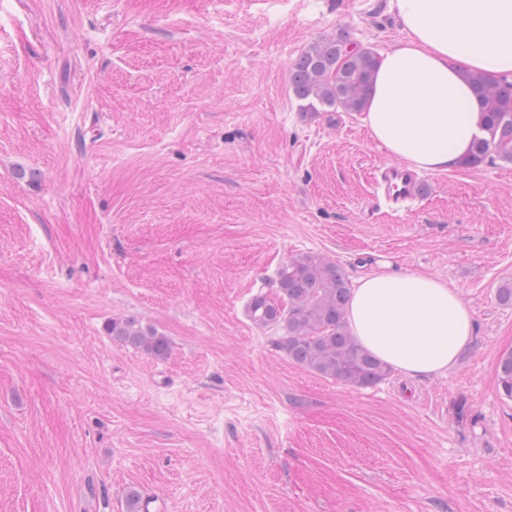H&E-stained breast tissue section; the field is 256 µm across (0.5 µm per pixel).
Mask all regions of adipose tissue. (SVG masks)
Segmentation results:
<instances>
[{
    "instance_id": "adipose-tissue-1",
    "label": "adipose tissue",
    "mask_w": 512,
    "mask_h": 512,
    "mask_svg": "<svg viewBox=\"0 0 512 512\" xmlns=\"http://www.w3.org/2000/svg\"><path fill=\"white\" fill-rule=\"evenodd\" d=\"M390 7L404 36L380 53L363 123L390 157L449 170L482 133L468 75H512V0H390ZM347 321L365 348L412 377L449 372L476 330L454 289L417 272L361 278Z\"/></svg>"
}]
</instances>
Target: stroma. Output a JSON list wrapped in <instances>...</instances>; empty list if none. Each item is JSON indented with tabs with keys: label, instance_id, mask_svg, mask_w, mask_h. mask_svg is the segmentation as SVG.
Returning a JSON list of instances; mask_svg holds the SVG:
<instances>
[{
	"label": "stroma",
	"instance_id": "obj_1",
	"mask_svg": "<svg viewBox=\"0 0 512 512\" xmlns=\"http://www.w3.org/2000/svg\"><path fill=\"white\" fill-rule=\"evenodd\" d=\"M342 30L403 36L389 0H0V512H512V164L370 207L360 113L289 88ZM305 252L448 282L469 352L368 388L289 361L246 306ZM126 316L166 359L112 340Z\"/></svg>",
	"mask_w": 512,
	"mask_h": 512
}]
</instances>
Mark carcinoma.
Returning <instances> with one entry per match:
<instances>
[{"label":"carcinoma","instance_id":"cac0c4a2","mask_svg":"<svg viewBox=\"0 0 512 512\" xmlns=\"http://www.w3.org/2000/svg\"><path fill=\"white\" fill-rule=\"evenodd\" d=\"M376 55L352 47L341 31L314 41L294 62L292 92L300 101L302 116L324 109L362 112L373 88ZM479 98L485 136L476 139L462 167H478L488 160L512 163V80L483 75L472 78ZM276 297L258 293L246 313L259 327L282 330L279 348L295 364L324 378L355 387L384 380L390 366L363 347L348 329L346 313L351 288L344 269L317 253L290 258L274 281ZM112 338L136 352L164 359L169 339L145 328L134 317L112 319ZM498 378L504 394L512 398V351L503 354Z\"/></svg>","mask_w":512,"mask_h":512}]
</instances>
